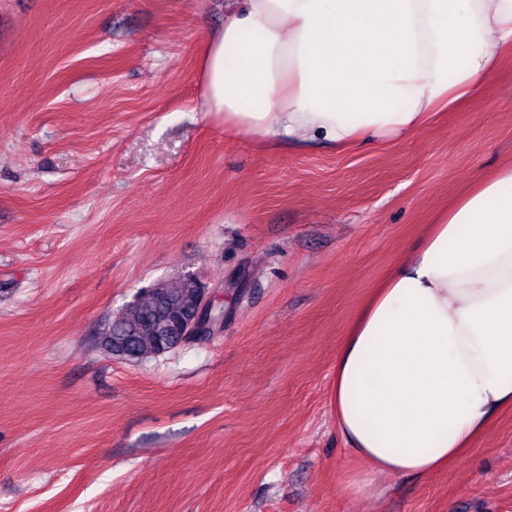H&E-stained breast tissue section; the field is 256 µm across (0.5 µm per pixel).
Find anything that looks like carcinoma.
<instances>
[{
	"mask_svg": "<svg viewBox=\"0 0 512 512\" xmlns=\"http://www.w3.org/2000/svg\"><path fill=\"white\" fill-rule=\"evenodd\" d=\"M195 288L189 275L175 286L154 285L127 312L105 325L100 332L101 347L111 355L138 360L178 344L176 327L190 308Z\"/></svg>",
	"mask_w": 512,
	"mask_h": 512,
	"instance_id": "carcinoma-1",
	"label": "carcinoma"
}]
</instances>
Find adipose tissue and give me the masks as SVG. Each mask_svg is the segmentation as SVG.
<instances>
[{
  "label": "adipose tissue",
  "instance_id": "adipose-tissue-1",
  "mask_svg": "<svg viewBox=\"0 0 512 512\" xmlns=\"http://www.w3.org/2000/svg\"><path fill=\"white\" fill-rule=\"evenodd\" d=\"M512 49V0H242L200 54L224 129L336 149L403 139L479 93ZM336 429L375 476L424 479L463 460L512 408V162L438 215L349 326L336 354Z\"/></svg>",
  "mask_w": 512,
  "mask_h": 512
}]
</instances>
